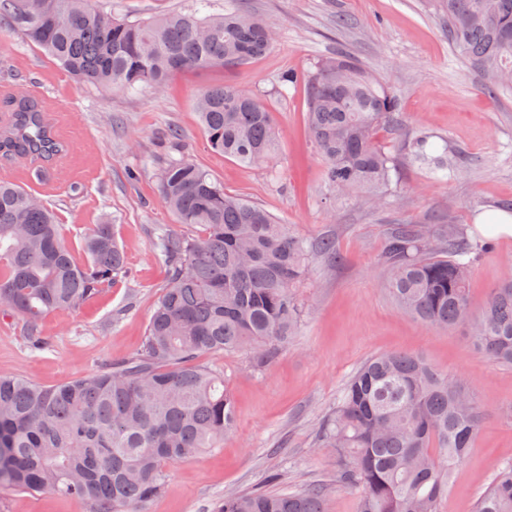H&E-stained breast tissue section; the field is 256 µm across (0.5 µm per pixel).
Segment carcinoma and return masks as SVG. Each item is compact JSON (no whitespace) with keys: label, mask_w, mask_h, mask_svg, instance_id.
Masks as SVG:
<instances>
[{"label":"carcinoma","mask_w":512,"mask_h":512,"mask_svg":"<svg viewBox=\"0 0 512 512\" xmlns=\"http://www.w3.org/2000/svg\"><path fill=\"white\" fill-rule=\"evenodd\" d=\"M90 3L0 0V18L79 81L114 93L162 90L177 72L238 69L275 42L274 28L244 14L238 0H224L218 15L194 10L134 21ZM442 5L456 55L483 74L486 88L512 89V0ZM196 108L214 150L252 166L273 157L277 126L252 91L211 85ZM397 110V99L348 54L327 56L310 73L308 130L337 196L372 207L393 197L394 159L379 134ZM404 150L430 179L455 175L447 150L428 133ZM0 151L45 161L62 146L41 106L19 96ZM160 195L177 223L200 230L160 237L169 279L140 351L96 376L52 387L0 374V488L88 500L93 512H146L162 490L165 465L216 447L233 426L231 393L198 356L249 346L258 362L271 361L300 322L293 289L309 255L336 257L332 238L306 241L183 157L168 159ZM434 236L429 224L390 230L386 287L427 326L471 324L476 347L512 366V279L476 314L468 295L471 262L464 257L492 252V239ZM82 252L77 258L37 197L0 183V310L26 318L38 348L46 345L38 333L43 314L76 307L125 271L111 224L93 225ZM464 395L457 379L416 353L375 355L357 368L319 433L321 445L336 451V482L360 490L357 512H437L486 417L473 399L460 405ZM326 500L319 485L228 493L215 512H326ZM475 512H512V463L498 470Z\"/></svg>","instance_id":"cac0c4a2"}]
</instances>
